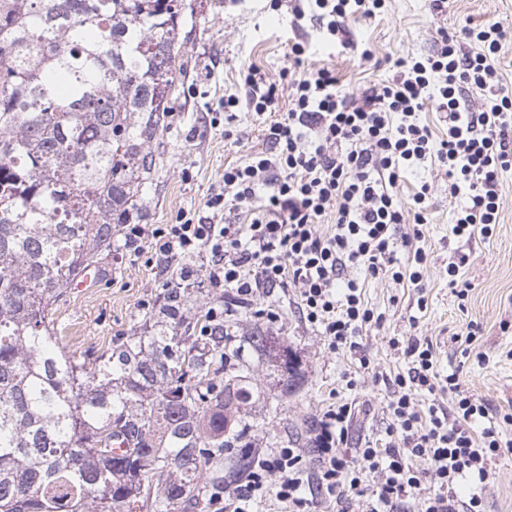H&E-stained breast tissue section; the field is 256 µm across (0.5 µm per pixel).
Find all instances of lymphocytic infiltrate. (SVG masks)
Returning a JSON list of instances; mask_svg holds the SVG:
<instances>
[{"label":"lymphocytic infiltrate","instance_id":"obj_1","mask_svg":"<svg viewBox=\"0 0 512 512\" xmlns=\"http://www.w3.org/2000/svg\"><path fill=\"white\" fill-rule=\"evenodd\" d=\"M386 0H293L295 19L313 14L325 20L329 36L345 33L350 21L380 14ZM505 31L497 22L464 27L460 34L440 31L437 49L397 59L393 76L346 92L330 66H311L307 42H293L289 56L298 71L280 90L260 71H243L244 98L228 97L225 111L247 103L256 114L276 111L281 96L289 108L273 122L264 150L248 162L224 169V186L208 207L247 214L246 224L128 225L125 243L150 249L159 260L206 249L212 258L209 281L240 301L280 287L298 288L305 322L320 328L329 349L350 344L375 323L351 267L371 278L391 277L420 285L427 264L416 246L427 223L431 187L421 184L409 200L398 186L409 172L437 161L448 178L449 198L463 197L452 232L460 239L492 235L499 222L501 175L512 169V84L502 81L496 61ZM481 94L473 106L471 94ZM441 112L448 130L437 135L420 120L427 106ZM329 232L319 225L326 214ZM415 230L403 242L406 262L396 257L398 225ZM410 361L397 375L388 402L396 444L342 449L353 416L351 404L328 409L314 438L317 492L307 495V468L301 449L273 448L257 455L244 483L213 495L215 512H254L259 499L274 496L282 512H317L348 495H369L368 512H459L456 483L485 481L488 464L501 449L495 428L473 435L470 424L485 417L486 406L462 391L455 375L442 387L456 393L457 417L437 407L416 410V392H435L433 344L408 339ZM428 462L422 478L413 460Z\"/></svg>","mask_w":512,"mask_h":512}]
</instances>
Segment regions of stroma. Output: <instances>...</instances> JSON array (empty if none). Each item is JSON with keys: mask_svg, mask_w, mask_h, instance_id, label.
Masks as SVG:
<instances>
[{"mask_svg": "<svg viewBox=\"0 0 512 512\" xmlns=\"http://www.w3.org/2000/svg\"><path fill=\"white\" fill-rule=\"evenodd\" d=\"M195 14L182 31L184 47L180 72L169 101L163 130L150 147L154 169L141 197L136 218L140 224H172L180 213H191L206 223H220L221 215L207 208L206 200L224 181V168L240 163L265 148L269 116H259L239 106L226 119L224 97L243 96V67L252 65L280 84L288 82V45L305 39L312 44V63L333 59L340 80L354 91L367 82H382L393 74L397 58L429 54L439 30L458 31L465 24L500 22L512 40V0H450L446 12L432 11L429 0H388L380 15L349 23L346 37L357 48L331 57L312 22L293 27L287 8L273 9L271 0H191ZM373 58L361 60V50ZM431 186L428 222L420 241L429 261L421 288L396 283L391 278L371 279L351 268L363 298L381 326L357 336V349L329 350L324 336L306 323L296 304L295 288H277L255 300L252 309L235 308L220 322L227 337V356L243 354L251 364L252 380L261 396L246 418L252 428L245 442L260 452L292 443L311 448L318 421L337 401L351 402L355 415L348 429L350 447H382L387 441L390 416L386 404L392 392L384 376L407 372L409 363L391 339L428 338L434 347V369L440 375L456 374L462 389L474 394L489 409L479 427L495 426L503 447L489 466L482 485L470 480L456 486L460 506L480 493L487 512H512V170L504 173L500 222L492 236L465 242L452 234L454 202L448 197L444 171L432 165L407 176L399 192L409 197L419 182ZM468 255L461 273L472 288L458 301L448 287L446 269L459 255ZM197 274L180 285L182 305L177 319L162 309L168 290L163 267L146 264L125 246L124 228L112 227V251L103 256L100 283L85 293L69 294L55 315L57 335L67 352L77 358L100 356L120 349L136 336L163 332L179 347L204 344L201 328L210 309H223V289L207 280L210 257L200 252L187 260ZM274 308L279 319L265 323L256 310ZM481 332L473 342L460 334L468 323ZM263 331L277 336L281 345L297 355L303 380L293 393L282 392L269 376L268 365L249 346L248 338ZM370 359L372 371L359 367L360 357ZM354 389H347V380Z\"/></svg>", "mask_w": 512, "mask_h": 512, "instance_id": "1", "label": "stroma"}]
</instances>
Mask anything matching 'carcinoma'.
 <instances>
[{
    "label": "carcinoma",
    "mask_w": 512,
    "mask_h": 512,
    "mask_svg": "<svg viewBox=\"0 0 512 512\" xmlns=\"http://www.w3.org/2000/svg\"><path fill=\"white\" fill-rule=\"evenodd\" d=\"M182 0H0V512H190L214 451L255 400L250 363L166 336L106 357L61 349L55 305L112 251L154 166ZM249 346L285 393L288 348ZM128 448L112 452V439ZM159 475L155 484L149 475Z\"/></svg>",
    "instance_id": "obj_1"
}]
</instances>
